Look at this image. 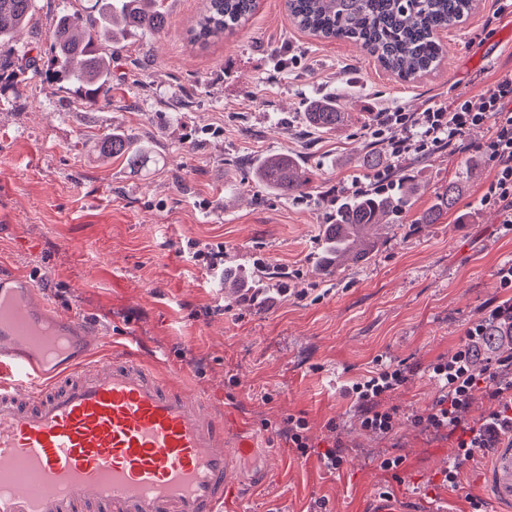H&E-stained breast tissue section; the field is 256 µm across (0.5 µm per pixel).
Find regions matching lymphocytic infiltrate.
<instances>
[{
  "label": "lymphocytic infiltrate",
  "instance_id": "lymphocytic-infiltrate-1",
  "mask_svg": "<svg viewBox=\"0 0 512 512\" xmlns=\"http://www.w3.org/2000/svg\"><path fill=\"white\" fill-rule=\"evenodd\" d=\"M477 128L487 129V137L468 142L470 131ZM371 135L396 160L425 157L456 144L480 153L494 175L478 203L496 212L504 226L512 225V76L487 85L475 100L459 94L448 104L421 112L378 113ZM509 333L512 298L488 305L455 349L428 367L440 391L428 409L415 415L413 423L420 432L453 438V453L442 473L443 486L458 485L465 462L505 445L512 447V352L498 350L501 335ZM408 379L407 367L380 360L374 370L346 388L345 395L369 435L386 439L393 434L396 412L386 406L385 399ZM478 392L488 408L472 420L468 412Z\"/></svg>",
  "mask_w": 512,
  "mask_h": 512
}]
</instances>
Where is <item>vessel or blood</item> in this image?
Segmentation results:
<instances>
[{
    "mask_svg": "<svg viewBox=\"0 0 512 512\" xmlns=\"http://www.w3.org/2000/svg\"><path fill=\"white\" fill-rule=\"evenodd\" d=\"M251 438L134 351L109 359L79 315L0 276V512H222ZM363 512H417L374 496Z\"/></svg>",
    "mask_w": 512,
    "mask_h": 512,
    "instance_id": "vessel-or-blood-1",
    "label": "vessel or blood"
}]
</instances>
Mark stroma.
<instances>
[{
	"instance_id": "1",
	"label": "stroma",
	"mask_w": 512,
	"mask_h": 512,
	"mask_svg": "<svg viewBox=\"0 0 512 512\" xmlns=\"http://www.w3.org/2000/svg\"><path fill=\"white\" fill-rule=\"evenodd\" d=\"M94 0H36L16 37L20 58L48 53L60 11L95 16ZM168 26L131 37L112 59V93L89 102L50 74L21 70L18 89L0 92V273L41 286L61 312L85 320L90 336H110L187 369L192 392L222 402L257 450L238 459V493L224 512H361L387 494L448 512H512L493 482L497 455L469 461L457 488L440 486L452 443L419 434L411 417L437 397L427 367L451 353L498 288L495 271L512 259V230L478 206L493 176L475 152L442 149L396 163L418 185L410 210L381 235L371 255L334 273L318 267L332 210L328 191L365 175L378 145L369 113L419 112L512 74V5L482 0L460 27L440 34L439 67L406 83L351 42L296 27L286 0H257L249 22L207 46L186 31L202 0H166ZM344 91L348 122L333 132L309 127L304 110ZM148 142L138 168L102 160L86 147L112 131ZM301 160L309 192L282 199L256 185L259 157ZM456 184L454 208L436 223L416 217ZM224 249L225 269L243 268L256 287L250 305L203 263L191 244ZM288 294H281V286ZM383 357L413 368L392 393L394 439L375 441L359 426L339 388ZM308 422L312 455L301 459L276 432L288 416ZM344 425L350 452L328 474L318 451L328 425ZM405 456L398 474L379 467Z\"/></svg>"
}]
</instances>
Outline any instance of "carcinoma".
I'll return each instance as SVG.
<instances>
[{"mask_svg": "<svg viewBox=\"0 0 512 512\" xmlns=\"http://www.w3.org/2000/svg\"><path fill=\"white\" fill-rule=\"evenodd\" d=\"M165 0H95L100 24L89 25L82 14L64 11L51 29L49 51L52 71L84 97L106 100L112 91L113 53L125 47L130 35H157L168 24ZM478 6V0H288V11L304 31L336 41H353L386 70L405 82L436 70L444 49L437 39ZM257 8V0H206L195 24L188 30L190 43L206 46L245 26ZM33 0H0V77L9 74L15 54L13 35L32 16ZM112 52L101 50L103 43ZM308 124L330 132L342 124L341 96L315 102L305 113ZM95 146L103 155L138 166L147 156L132 134H108ZM258 184L285 199L306 194L308 171L296 160L280 154L260 158L254 165ZM414 188L399 185L385 193L369 192L336 201L326 224L329 265L337 270L348 259L359 260L375 240L357 247L365 233L393 223L411 204ZM457 191L453 184L436 196V202L418 216L432 224L453 208Z\"/></svg>", "mask_w": 512, "mask_h": 512, "instance_id": "cac0c4a2", "label": "carcinoma"}]
</instances>
